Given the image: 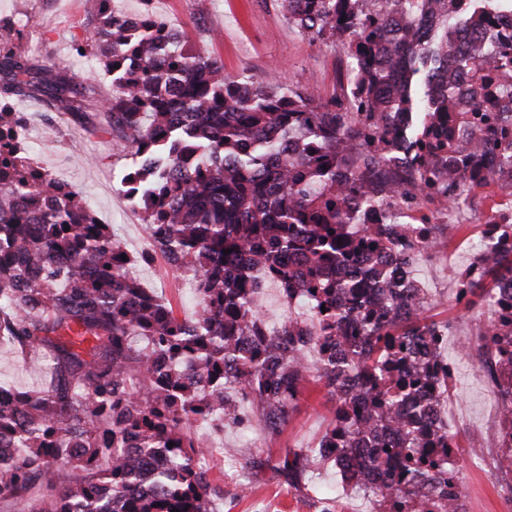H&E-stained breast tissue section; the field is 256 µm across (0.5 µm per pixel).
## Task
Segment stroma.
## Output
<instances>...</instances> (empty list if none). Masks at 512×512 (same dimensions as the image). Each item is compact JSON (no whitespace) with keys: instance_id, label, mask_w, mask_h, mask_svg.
I'll use <instances>...</instances> for the list:
<instances>
[{"instance_id":"obj_1","label":"stroma","mask_w":512,"mask_h":512,"mask_svg":"<svg viewBox=\"0 0 512 512\" xmlns=\"http://www.w3.org/2000/svg\"><path fill=\"white\" fill-rule=\"evenodd\" d=\"M151 6L160 20L218 59L225 74L233 77L261 81L275 74L293 86H317L328 97L337 91L346 68L340 48L309 42L289 28L280 0H151ZM95 9L96 0H0V21L21 30V51L32 62L90 78L97 98L103 99L111 95L112 84L101 65L71 51L73 41L83 39L92 27ZM15 109L25 116L23 145L30 156L46 171L63 174L95 216L112 226L131 256L147 251L142 216L127 201L117 179L132 157L123 144L99 133L106 114L91 109L82 125L60 114L49 118L35 94L17 99ZM83 153L92 156V163L80 161ZM511 198L512 190L496 182L472 191L467 208L446 217L461 225V233L415 266L417 280L433 298L426 316L450 323L444 354L457 364L450 420L460 442L456 461L468 512H512V473L491 472L471 462L473 447L496 446L500 417L497 385L479 367L477 333L487 324V313L482 305L468 308L456 301L457 280L471 260L468 239L476 238L499 204ZM138 279L168 301L178 317L195 312L197 296L187 286L188 275L175 273L163 257L140 265ZM0 380L29 391L47 386L51 376L40 356L23 355L1 341ZM329 408L323 386L309 382L278 432H268L256 418L249 426L221 431L196 423L195 439L210 446L215 457L211 483L224 491L218 512H319L325 497L336 512H370L369 499L348 489L334 465L311 469L297 490L272 471L250 469L253 458H279L317 447L331 421ZM230 459L250 470L248 486L237 484L226 465Z\"/></svg>"}]
</instances>
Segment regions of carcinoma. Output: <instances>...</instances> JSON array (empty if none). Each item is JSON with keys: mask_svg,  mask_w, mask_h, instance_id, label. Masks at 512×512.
Here are the masks:
<instances>
[{"mask_svg": "<svg viewBox=\"0 0 512 512\" xmlns=\"http://www.w3.org/2000/svg\"><path fill=\"white\" fill-rule=\"evenodd\" d=\"M98 3L73 51L110 77L112 97L98 101L112 116L103 132L130 148L119 183L153 252L128 255L69 184L35 169L13 134L21 117L0 111V337L49 354L54 373L47 391L0 381V454L10 458L0 500L37 490L39 512H216L220 490L193 426L244 425L241 398L276 432L313 380L332 413L319 447L257 466L296 488L307 470L333 463L351 471L347 482L388 478L382 496L395 512H414L426 487L456 512L458 469L443 449L459 442L432 406L448 323L422 317V286L397 291L395 272L438 248L410 237L414 225L467 204L457 176L512 188V128L500 117L512 113V37L492 52L476 36L448 42L457 0H281L310 42L344 48L347 85L327 99L276 77H230L149 10L131 27L112 0ZM511 8L486 0L466 24L477 32ZM18 36L0 25V106L37 92L46 111L84 122V78L32 62ZM403 115L405 155L394 127ZM374 209L383 223H364ZM155 253L192 273V317L128 276ZM480 263L477 277L460 276L457 300L508 298L512 223ZM257 271L286 300L300 297L307 316L266 332ZM361 275L378 295H365ZM478 337L506 445L512 312ZM158 453L170 466L155 471ZM66 466L79 475L61 487Z\"/></svg>", "mask_w": 512, "mask_h": 512, "instance_id": "1", "label": "carcinoma"}]
</instances>
